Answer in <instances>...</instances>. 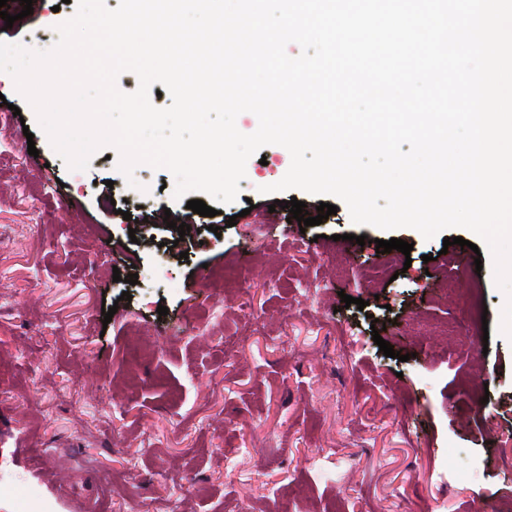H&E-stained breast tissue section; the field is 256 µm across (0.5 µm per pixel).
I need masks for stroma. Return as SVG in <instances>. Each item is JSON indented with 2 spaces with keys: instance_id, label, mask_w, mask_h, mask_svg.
I'll return each instance as SVG.
<instances>
[{
  "instance_id": "stroma-1",
  "label": "stroma",
  "mask_w": 512,
  "mask_h": 512,
  "mask_svg": "<svg viewBox=\"0 0 512 512\" xmlns=\"http://www.w3.org/2000/svg\"><path fill=\"white\" fill-rule=\"evenodd\" d=\"M21 10L0 42L46 50L77 5ZM0 94V512L96 493L99 512H512V338L475 234L357 225L342 202L299 228L286 201L313 217L319 196L261 192L291 165L280 145L203 217L168 170L102 151L70 169L10 75ZM167 211L190 233L155 224ZM391 238L411 253L377 252ZM452 260L474 275L446 290Z\"/></svg>"
}]
</instances>
